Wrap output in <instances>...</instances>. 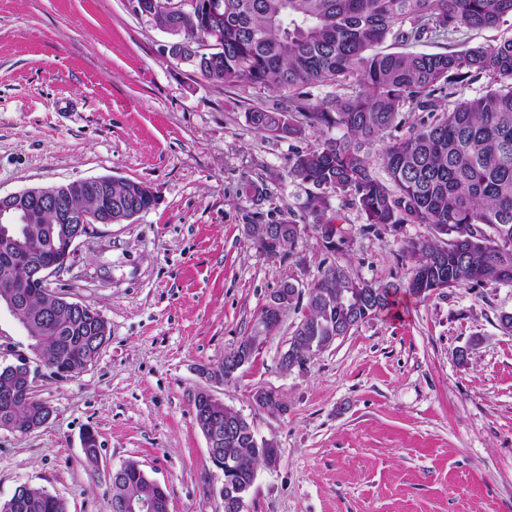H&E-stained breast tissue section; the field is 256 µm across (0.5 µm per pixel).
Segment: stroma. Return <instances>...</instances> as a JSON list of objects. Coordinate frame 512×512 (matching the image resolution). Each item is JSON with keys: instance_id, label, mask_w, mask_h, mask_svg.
Masks as SVG:
<instances>
[{"instance_id": "obj_1", "label": "stroma", "mask_w": 512, "mask_h": 512, "mask_svg": "<svg viewBox=\"0 0 512 512\" xmlns=\"http://www.w3.org/2000/svg\"><path fill=\"white\" fill-rule=\"evenodd\" d=\"M512 37L499 27L434 53ZM170 37L132 0H0V193L111 176L146 183L154 206L122 224H94L50 288L94 308L110 336L79 375L37 367L33 390L53 409L42 428H0V499L21 484L61 497L67 512H110L112 469L138 461L165 487L168 512H224L222 471L194 417L202 386L280 450L259 467L247 512H512V286L403 296L397 313L365 320L283 372L300 311H288L228 383L201 371L257 325L288 278L310 283L326 256L311 232L295 259H269L245 225L301 215L314 189L287 177L301 143L250 128L276 92L215 85L165 51ZM339 262L369 281H406L403 240L422 224L366 233L357 209ZM278 390L286 412L256 410ZM98 440L96 461L82 447Z\"/></svg>"}]
</instances>
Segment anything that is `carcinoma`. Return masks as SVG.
I'll return each instance as SVG.
<instances>
[{
    "label": "carcinoma",
    "mask_w": 512,
    "mask_h": 512,
    "mask_svg": "<svg viewBox=\"0 0 512 512\" xmlns=\"http://www.w3.org/2000/svg\"><path fill=\"white\" fill-rule=\"evenodd\" d=\"M224 19L206 21L223 38L219 62L201 56L196 69L211 83L245 85L280 93L273 106L244 113L249 127L279 140L296 141L317 131L316 143L294 154L293 182L319 190L305 207L303 222L251 224L256 250L269 257L294 256L296 240L316 233L328 253L346 244L340 218L328 216L337 197L365 217L363 231L398 224H424L428 237L411 238L401 250L412 261L407 283H376L348 263L322 262L306 286L305 312L291 333L292 358L284 370L302 367L311 351L326 349L331 337L345 336L365 320L389 309L400 291L427 297L450 288L512 286V38L495 46L436 53H383L391 39L401 43L446 40L462 29L493 28L512 16V0H222ZM485 77L486 90L460 98L451 107L436 93L465 87ZM335 91L311 103V89ZM423 116L408 122V116ZM341 134L334 135L332 131ZM384 168L381 180L374 164ZM155 199L132 197L123 179H112V213L129 218L150 210ZM51 213L13 225L30 260L54 258L59 242L49 239ZM24 269L0 263V303L21 294L12 316L32 341L51 374L67 378L83 372L108 340L86 313L73 312L48 288H21ZM298 281H283L284 307ZM45 402L30 388H12L0 370V427L27 432ZM219 448L234 463L224 485L246 487L265 464L244 420L223 436ZM111 512L121 502H148L167 512V494L140 464L129 461L109 479ZM0 512H67L60 497L17 486Z\"/></svg>",
    "instance_id": "1"
}]
</instances>
